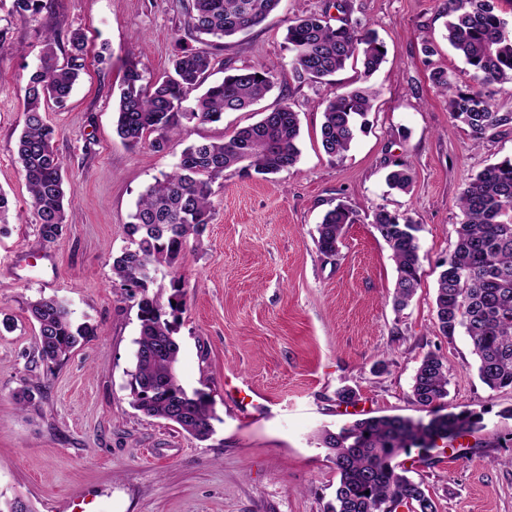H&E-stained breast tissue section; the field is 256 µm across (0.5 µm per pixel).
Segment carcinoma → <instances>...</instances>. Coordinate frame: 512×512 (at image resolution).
Here are the masks:
<instances>
[{
	"instance_id": "obj_1",
	"label": "carcinoma",
	"mask_w": 512,
	"mask_h": 512,
	"mask_svg": "<svg viewBox=\"0 0 512 512\" xmlns=\"http://www.w3.org/2000/svg\"><path fill=\"white\" fill-rule=\"evenodd\" d=\"M53 0H13L12 12L28 20L51 8ZM182 21L179 51L172 72L148 80L137 66L126 69L116 108L117 135L130 147L149 145L163 152L186 123H213L226 112L248 109L273 87L278 64L224 67V79L206 84L214 68L213 53L189 42L210 38L216 46L260 25L282 0H178ZM332 7L344 17L332 23L329 9L288 20L286 42L290 66L298 82L320 83L361 62L366 77L376 73L386 49L375 30L347 18L350 5L338 0ZM442 12L448 42L459 51L484 86L512 84V33L494 0H444ZM39 64L25 85L23 128L18 138V163L30 195V209L42 238L55 241L67 224L74 191L67 190L64 160L54 148L55 129L45 118V105L62 104L83 69V34L69 39L70 53L60 62L56 37L42 40ZM204 92L190 99L199 87ZM376 93L355 88L321 102V145L331 158L341 156L357 132ZM454 122L466 126L476 143L512 129V112L494 108L482 90L456 92L449 99ZM298 113L283 106L240 128L220 141H201L185 147L169 172H162L140 193L126 233L130 245L113 258L112 276L122 282L129 298L137 300L139 337L130 371L132 405L150 417L176 424L204 441L213 433V415L206 396L186 401L176 375L180 345L171 319L184 305V294L173 287L167 304L148 294L149 283L162 267L173 268L185 256L187 240L200 235L214 214L211 184L236 168L245 176L266 177L295 166L299 160ZM393 189L409 191L413 176L407 164L391 171ZM463 219L457 241L437 281L436 325L444 336L460 329L470 338L478 361V376L491 390L512 389V157L478 172L458 198ZM356 222L343 204L328 210L318 225L316 244L321 254H338L346 226ZM392 252L397 278L394 304L408 305L420 280L419 227L404 214L384 207L372 221ZM38 328V355L45 363L65 359L90 327L76 322L68 306L55 298L28 304ZM448 363L436 354L420 362L412 383L414 404L432 419L383 415L360 419L337 433L322 434L339 474L332 512H437L422 483L396 470L393 460L411 448L432 449L437 441L451 442L479 429L473 411L447 412Z\"/></svg>"
}]
</instances>
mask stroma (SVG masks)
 <instances>
[{"instance_id": "35a3bbf8", "label": "stroma", "mask_w": 512, "mask_h": 512, "mask_svg": "<svg viewBox=\"0 0 512 512\" xmlns=\"http://www.w3.org/2000/svg\"><path fill=\"white\" fill-rule=\"evenodd\" d=\"M350 2L387 50L373 76L350 65L331 83H298L288 21L326 0H282L218 51L237 68L281 63L271 91L250 111L185 125L159 154L123 143L114 108L128 66L153 79L170 70L179 50L173 0H55L25 21L12 16V0H0V190L13 203L0 231V318L15 323L0 333L1 498L23 496L34 512H330L339 477L320 432L379 415L422 418L412 379L432 352L448 362V410L478 412L483 429L460 448H413L397 461L438 512H512V389L487 388L470 339L442 336L435 316L436 282L463 219L458 197L471 177L512 156V131L474 143L431 84L437 66L455 88L477 86L446 38L443 0ZM76 29L88 42L80 80L63 106L45 112L75 202L49 243L32 222L17 161L23 86L43 33L57 34L64 59ZM427 40L437 48L428 66ZM365 85L378 92L365 131L342 158L328 157L319 102ZM284 105L300 121L296 165L269 178L225 170L212 185L210 224L189 237L184 262L149 286L163 302L174 287L184 293L178 379L207 393L214 411V433L201 442L131 404L137 306L113 280L112 258L129 244L125 226L140 193L186 146L224 139ZM401 163L412 169L407 193L386 181ZM339 203L357 221L327 257L315 244L317 226ZM382 206L420 227V283L401 310L391 251L371 223ZM41 297L63 300L93 329L52 368L38 359L27 310ZM27 385L37 392L22 409L15 394ZM345 387L356 393L352 403L336 397ZM256 393L264 404L252 403Z\"/></svg>"}]
</instances>
